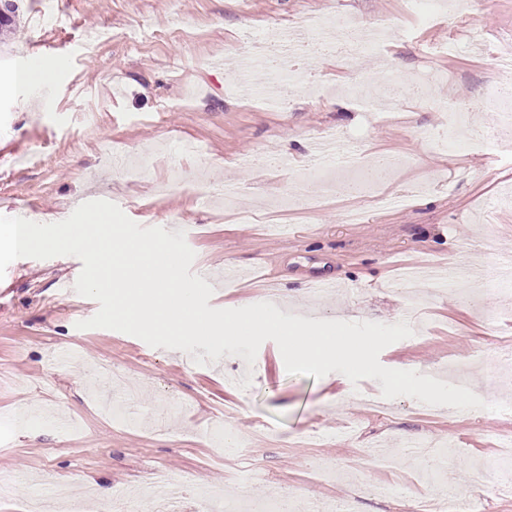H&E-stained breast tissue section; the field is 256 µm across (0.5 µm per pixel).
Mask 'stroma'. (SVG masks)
Masks as SVG:
<instances>
[{
	"label": "stroma",
	"mask_w": 512,
	"mask_h": 512,
	"mask_svg": "<svg viewBox=\"0 0 512 512\" xmlns=\"http://www.w3.org/2000/svg\"><path fill=\"white\" fill-rule=\"evenodd\" d=\"M15 29L0 41V215L48 224L69 217L74 199L107 200L141 226L173 225L185 233L205 274L215 308L251 305L266 285L275 306L306 319L394 324L418 311L422 330L382 350L385 367L413 370L471 389L485 401L464 417L447 407L422 409L417 399H386L380 380L351 383L288 374L274 341L254 364L237 356L211 360L154 348L110 329L79 328L99 308L93 299L60 296L76 281L74 256L20 258L0 279V480L16 493L0 512H27L33 491L66 485L85 512H98L97 489L112 488L126 512H154L133 489L164 476L188 512H224L202 502L199 486L226 489L245 506L289 500L291 512H313L334 499L338 512H420L431 501L445 512H512L498 465L512 467L499 443L512 436V414L492 411L512 401V299L480 286L471 303L456 290L424 286L420 307L400 281L406 267L440 271L497 267L512 254V153L491 136L482 94L512 86V0H485L477 19L437 21L407 15L403 0H55L52 21L42 0H16ZM308 13L342 14L363 24L386 17L392 34L382 54L359 62L366 79L383 84L381 56L395 61L405 104L387 121L340 87L348 81L338 56L304 55L303 71L326 88L311 96L283 79L277 101L263 94L265 71L254 68L250 98L225 90L237 69L246 29L263 37ZM479 25L482 48L470 44ZM452 43L450 55L430 46ZM56 63L54 82H4L28 50ZM447 76L469 95L464 127L446 134L443 115L414 97L415 78ZM334 131L359 154L387 151L390 176L342 194L360 179V163L310 162L316 143ZM119 164L108 167L103 142ZM196 143L201 157L183 154ZM268 155L287 166L262 167ZM231 185L234 206L214 199L200 207V186ZM375 195L393 204L373 207ZM243 278L226 282L227 269ZM336 280L314 296L312 280ZM59 347L75 360L49 363ZM109 363L136 381L144 409L167 396L182 401L165 430L111 420L93 401L89 372ZM33 406L31 420L16 417ZM455 437L439 468L403 461L407 438Z\"/></svg>",
	"instance_id": "obj_1"
}]
</instances>
